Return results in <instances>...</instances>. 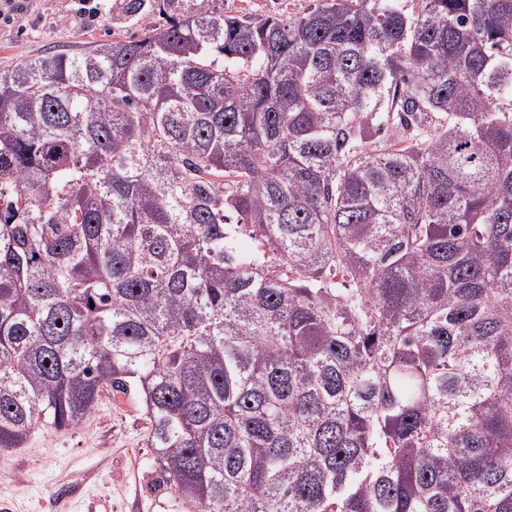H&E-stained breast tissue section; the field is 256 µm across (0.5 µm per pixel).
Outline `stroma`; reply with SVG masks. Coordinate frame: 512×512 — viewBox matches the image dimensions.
<instances>
[{"label":"stroma","instance_id":"obj_1","mask_svg":"<svg viewBox=\"0 0 512 512\" xmlns=\"http://www.w3.org/2000/svg\"><path fill=\"white\" fill-rule=\"evenodd\" d=\"M317 0H222L225 15L261 19L298 16ZM116 0H100L89 20L80 0H17L10 22L0 21V69L58 51L77 52L113 33L130 35L154 24L124 22ZM148 424L132 395H103L80 426L35 429L23 447L0 450V512H86L93 500L109 512H180L171 493L154 490Z\"/></svg>","mask_w":512,"mask_h":512}]
</instances>
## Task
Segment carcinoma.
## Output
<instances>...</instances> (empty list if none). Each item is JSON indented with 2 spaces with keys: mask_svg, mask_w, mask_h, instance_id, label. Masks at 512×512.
<instances>
[{
  "mask_svg": "<svg viewBox=\"0 0 512 512\" xmlns=\"http://www.w3.org/2000/svg\"><path fill=\"white\" fill-rule=\"evenodd\" d=\"M116 8L0 71V448L133 393L183 512H512V0ZM318 0H218L226 16H248L261 19L272 14L299 16Z\"/></svg>",
  "mask_w": 512,
  "mask_h": 512,
  "instance_id": "cac0c4a2",
  "label": "carcinoma"
}]
</instances>
